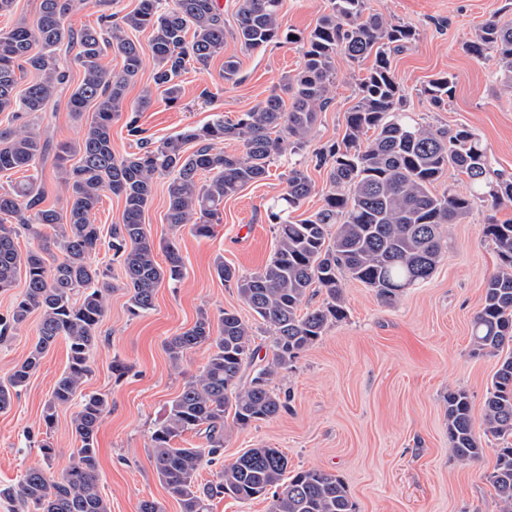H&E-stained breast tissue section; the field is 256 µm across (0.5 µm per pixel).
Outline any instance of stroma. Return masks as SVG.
I'll list each match as a JSON object with an SVG mask.
<instances>
[{
  "mask_svg": "<svg viewBox=\"0 0 512 512\" xmlns=\"http://www.w3.org/2000/svg\"><path fill=\"white\" fill-rule=\"evenodd\" d=\"M328 0H281L283 29L308 34L326 12ZM370 12L412 26L415 41L392 54L391 64L404 94L407 112L424 124L454 130L465 127L487 146L492 165L512 175V93L505 91L493 59L469 55L465 45L478 26L493 17L512 18V0H368ZM240 62L238 80L224 78V59ZM303 65L297 44H269L244 49L227 41L222 57L204 69L182 76L180 100L169 103L152 82V63H145L130 84L112 124V149L117 155L137 151L126 125L137 118L151 141L175 136L224 117L236 118L261 102L281 79ZM370 60L336 57L333 102L320 112L307 153L300 160L316 191L295 212V219L313 214L322 204L326 170L317 168L311 152L336 142L344 134V115L354 104L357 83ZM454 75L445 109L434 108L422 89L437 75ZM152 105L141 113L132 108L144 92ZM66 95L32 117L42 135L57 142L81 137L90 114L75 116ZM287 157H280L266 179L225 199L223 221L209 238L188 229L173 230L166 222L167 180L158 178L145 224L155 242L176 239L186 267L178 287L161 284L153 309L132 315L122 286V270L107 248L91 260L111 268L106 312L91 352L92 374L85 392L106 394L110 409L97 433L100 489L111 512H139L144 500L161 503L165 512L180 505L157 478L150 463L151 434L168 416L184 383L199 374L208 352L189 350L180 365H172L166 344L196 321L199 312L218 320L233 311L253 325L259 362L271 357V331L255 320L236 288L224 284L214 269L216 258L241 273L262 269L277 241L266 210L284 190ZM512 219V207L494 209L475 203L459 224L443 232L448 250L432 277L404 289L394 300L380 299L372 288L348 278L343 282L346 317L330 324L325 334L280 370L274 386L286 399L278 416L242 428L226 421L224 449L217 463L204 464L201 480L214 479L250 448H277L288 457L289 471L318 468L345 483L356 512H499L485 475L495 461V445L476 428L484 453L480 460L460 463L448 444L447 396L463 389L475 415H482L497 357L472 352V321L480 310L486 279L498 259L482 234L489 220ZM39 313L0 343V383L7 382L38 336ZM129 367L121 378L112 372L113 359ZM68 363V346L58 340L15 397L0 412V485L18 482L26 468L40 463L41 439L53 448L54 472L73 461L78 442L72 431L73 408H59L52 429H45L43 412L54 384Z\"/></svg>",
  "mask_w": 512,
  "mask_h": 512,
  "instance_id": "1",
  "label": "stroma"
}]
</instances>
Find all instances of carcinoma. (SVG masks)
Instances as JSON below:
<instances>
[{
    "label": "carcinoma",
    "mask_w": 512,
    "mask_h": 512,
    "mask_svg": "<svg viewBox=\"0 0 512 512\" xmlns=\"http://www.w3.org/2000/svg\"><path fill=\"white\" fill-rule=\"evenodd\" d=\"M89 3L100 8L99 23L78 32L65 24L74 0H41L33 21L0 29V112L18 116L45 111L69 85V69L57 62L63 45L76 48L73 62L82 71L69 92V109L80 116L93 108L82 139L74 144H53L25 123L0 128V173H26L24 180L0 191V292L24 279L23 293L0 317V342L33 312L40 313L37 341L14 367L8 384L0 385V412L11 408L14 396L62 338L69 347L68 364L55 382L43 422L48 433L58 408L76 406L73 429L80 443L72 464L55 473L50 467L52 448L41 440L43 463L28 467L17 484L0 488V497L22 502L27 512H110L100 490L96 448V434L110 403L104 394L83 392L111 291L110 267L92 264L91 253L107 244L122 268L130 312L152 310L159 284L166 281L175 288L185 276L176 240L158 247L144 224L156 179L168 177L167 223L176 229L187 226L199 238L210 237L222 221L224 199L265 179L275 159L306 151L318 112L331 101L335 58L341 52L352 62L371 56L374 60L358 82L342 139L313 152L316 166L328 171L322 205L305 219H291L315 185L302 167H288L285 192L267 210L277 238L270 262L244 276L222 257L214 263L219 279L235 285L272 330V358L254 364L252 326L236 313L223 312L215 334L209 315L200 312L191 328L167 343V352L177 364L187 351L205 346L208 359L200 373L185 382L166 421L153 431L151 459L181 512H208L209 501L224 495L239 503L269 495V512H355L336 475L316 468L290 474L287 456L278 448H251L206 483L199 481V472L224 447V417L233 415V422L244 428L286 408L273 378L321 338L330 323L344 319L343 277L364 283L385 301L426 282L447 249L441 227L462 223L477 201L494 208L512 205V176L492 168L487 149L473 131L423 125L405 112L391 56L415 41L416 32L366 13V0H329L314 30L295 39L279 21L280 0H239L230 31L224 28L216 0H139L121 16L110 12L116 0H84ZM145 30L151 32L146 46L128 36ZM229 37L247 50L273 42L299 43L303 66L235 120L219 117L177 136L145 140L137 152L116 155L112 121L146 57L154 63V85L174 103L182 92L179 78L188 66L208 67L224 54ZM108 51L120 58L119 70L100 63ZM466 51L495 59L504 86L512 88V20L485 21ZM19 71L37 75L21 93L16 92ZM453 81V75L444 74L424 87L433 107L448 104ZM226 140L239 142L241 149L224 150L220 144ZM50 155L68 195L64 214L42 206L38 180ZM71 160L75 164L69 167ZM450 169L466 176L468 194L451 188L441 194L433 191ZM203 173L209 178L201 183ZM106 192L123 201V212L121 222L111 225L105 237L91 216ZM23 234L37 242V249H19ZM483 234L499 266L485 282L482 307L473 320V353L500 357L481 424L498 441L487 481L500 512H512V350L504 352L512 344V221H492L484 225ZM159 248L165 253L163 265L157 261ZM311 288L324 292L325 302L303 313ZM475 424L468 392L448 393V442L463 464L483 454ZM187 432L201 436L204 443L178 446Z\"/></svg>",
    "instance_id": "obj_1"
}]
</instances>
